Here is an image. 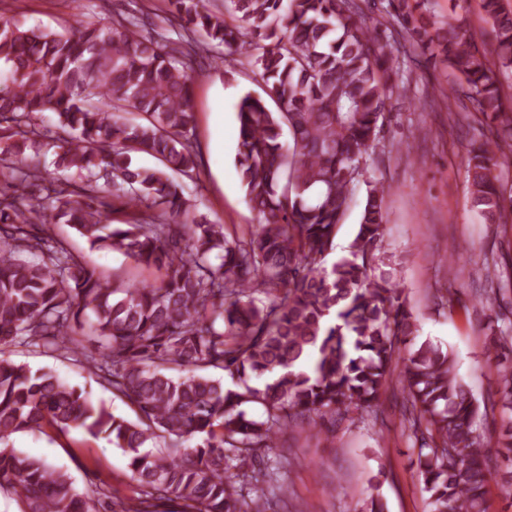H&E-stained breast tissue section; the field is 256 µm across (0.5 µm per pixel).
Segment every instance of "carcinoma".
I'll return each instance as SVG.
<instances>
[{"mask_svg":"<svg viewBox=\"0 0 512 512\" xmlns=\"http://www.w3.org/2000/svg\"><path fill=\"white\" fill-rule=\"evenodd\" d=\"M387 6L371 16L379 2ZM428 0H169L173 40L137 19L71 30L0 19V348L23 342L75 359L135 419L116 416L44 368L0 358V490L20 512H94L61 467L9 443L18 432L79 430L128 459L140 494L114 512H304L288 509L275 452L293 424L321 430L350 414L377 418L402 385L403 425L428 512H486V486L512 487V425L487 466L481 403L453 353L427 338L382 252L391 187L365 178L417 46L456 77L454 97L504 133L466 158L472 200L506 224L495 170L512 162V95L465 17L424 18ZM499 67L512 68V13L482 0ZM245 56L263 94L237 105L238 174L261 217L228 237L206 219L181 223L183 180L198 178L192 74L203 52ZM55 116L59 165L49 180L24 157ZM367 195L348 253L327 262L360 183ZM129 209L114 224L102 185ZM38 187V193L30 191ZM68 224L94 250L161 273L108 278L51 234ZM472 274L486 300L512 282V260ZM502 413L512 420V320L495 330ZM357 512H387L374 488Z\"/></svg>","mask_w":512,"mask_h":512,"instance_id":"1","label":"carcinoma"}]
</instances>
